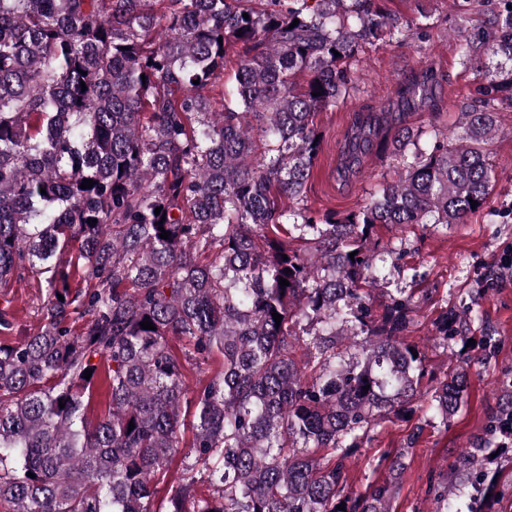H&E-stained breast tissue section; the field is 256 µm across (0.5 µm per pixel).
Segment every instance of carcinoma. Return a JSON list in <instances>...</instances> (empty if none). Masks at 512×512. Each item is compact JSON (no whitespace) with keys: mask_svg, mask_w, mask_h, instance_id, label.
<instances>
[{"mask_svg":"<svg viewBox=\"0 0 512 512\" xmlns=\"http://www.w3.org/2000/svg\"><path fill=\"white\" fill-rule=\"evenodd\" d=\"M488 2L484 58L456 33L485 79L462 135L397 131L395 177L359 210L318 218L304 205L315 113L349 93L363 45L420 30L427 14L405 22L381 0H0V288L26 272L46 283L36 333L0 344V506L391 512L407 453L359 495L347 462L379 421L414 411L425 356L404 336L414 296L374 304L404 249L370 244L384 225L463 224L491 194L488 146L512 105V0ZM235 49L234 88L213 96ZM424 79L433 68L400 83L399 100ZM373 122L356 114L343 171ZM284 224L303 249L263 234ZM74 272L86 287H71ZM476 319L447 310L434 338L450 349ZM214 354L221 368L188 390L190 366ZM468 379L466 362L449 365L420 406L427 420L448 427ZM99 384L112 411L91 424ZM511 446L507 379L485 435L435 488L440 512H484L491 454Z\"/></svg>","mask_w":512,"mask_h":512,"instance_id":"1","label":"carcinoma"}]
</instances>
